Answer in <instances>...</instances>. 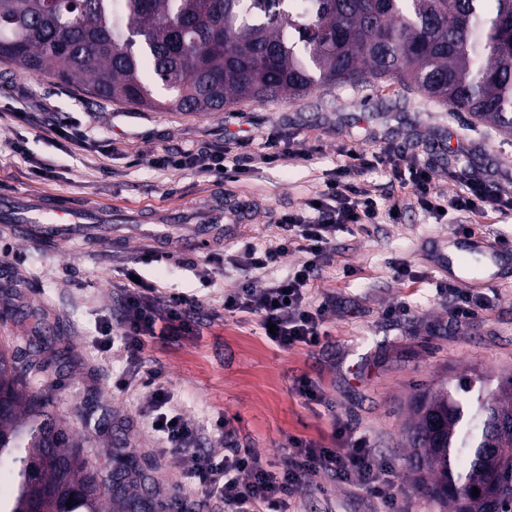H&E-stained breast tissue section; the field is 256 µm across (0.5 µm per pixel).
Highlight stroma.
<instances>
[{"mask_svg":"<svg viewBox=\"0 0 512 512\" xmlns=\"http://www.w3.org/2000/svg\"><path fill=\"white\" fill-rule=\"evenodd\" d=\"M58 122L79 130L82 149L46 134ZM291 151L257 164L238 180L190 170L159 169L150 157L209 150L236 138L234 153L259 151L270 136ZM392 154L401 169L431 165L435 190L454 194L449 172L486 181L512 195V137L469 122L447 105L408 92L394 81L358 90L343 87L300 100L245 101L221 112L145 111L95 98L51 77L16 69L0 80V192L68 206L76 223L42 229L0 221V343L26 356L37 337L57 336L61 365L47 389L67 427L109 468L126 455L130 489L154 501L174 495L180 458L153 455L152 434L140 424L146 395L126 397L112 379L124 353L98 352L96 341L117 323L125 271L147 251L161 263L139 265L146 281L199 302V329L171 342H147L142 365L162 366L181 404L203 428L202 446L220 454L213 429L224 418L236 447L276 463L299 437L337 447L336 424L366 437L400 491L406 512H437L416 491L408 466L405 426L420 388L479 369L499 382L512 376V252L504 274L484 289L489 310L457 324L448 317L447 284L438 253L456 225L477 224L480 236L512 238V211L474 218L450 212L436 219L391 183L386 168L364 175L397 205L400 223L345 225L320 271L315 300L332 298L323 347L283 350L269 342L257 316L226 313L222 300L248 273L224 263L212 279L202 272L216 253L237 243L268 244L280 214L304 208L336 179L340 148ZM405 276H397L399 265ZM406 304L408 314L387 316ZM309 376L323 403H304L293 382ZM112 445L114 455L102 454ZM296 512H375L355 485L319 473L297 488Z\"/></svg>","mask_w":512,"mask_h":512,"instance_id":"1","label":"stroma"}]
</instances>
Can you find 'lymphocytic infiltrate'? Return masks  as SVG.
<instances>
[{
	"instance_id": "f902f5d3",
	"label": "lymphocytic infiltrate",
	"mask_w": 512,
	"mask_h": 512,
	"mask_svg": "<svg viewBox=\"0 0 512 512\" xmlns=\"http://www.w3.org/2000/svg\"><path fill=\"white\" fill-rule=\"evenodd\" d=\"M228 148L210 151L184 150L150 158L151 166L219 174ZM338 179L326 183L318 194L313 212L283 213L278 219L280 233L274 244H239L232 260L245 271L261 274L274 267L288 252L301 253L302 261L288 276L254 287L243 282L224 296L228 313L246 312L258 316L261 328L271 329L270 340L277 347L298 345L320 347L328 340L324 327L328 303L314 302L312 289L323 263L330 257L336 229L343 224H372L379 216L380 201L361 182V174L390 166L386 152L353 149L344 153ZM431 167L410 172L394 169L392 176L401 188L410 189L419 207L430 215L439 209L463 211L481 216L512 209V198L491 191L485 182H463L458 192L447 196L432 186ZM195 299L168 293L135 282L124 288L117 329L102 336L99 346L125 353L129 367L112 382L119 393L132 395L148 390L149 399L140 410L144 428L154 434L156 455L179 453L185 458L174 479L179 506L198 495L221 504L224 512H289L290 496L313 474L323 472L344 483L356 484L382 507L383 512H401L399 493L378 461L368 440L346 438V424H338L337 436L345 443L328 448L300 438L290 439L287 456L277 465L235 448L223 456L200 451L201 428L184 410L168 385L162 368L141 370L139 362L147 339L168 340L190 329L197 312Z\"/></svg>"
}]
</instances>
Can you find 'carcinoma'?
Listing matches in <instances>:
<instances>
[{"instance_id":"1","label":"carcinoma","mask_w":512,"mask_h":512,"mask_svg":"<svg viewBox=\"0 0 512 512\" xmlns=\"http://www.w3.org/2000/svg\"><path fill=\"white\" fill-rule=\"evenodd\" d=\"M0 65L185 112L388 79L512 135V0H0ZM51 368L0 344V512H157L90 464L37 390ZM489 382L413 399L409 462L440 512H512V379Z\"/></svg>"}]
</instances>
